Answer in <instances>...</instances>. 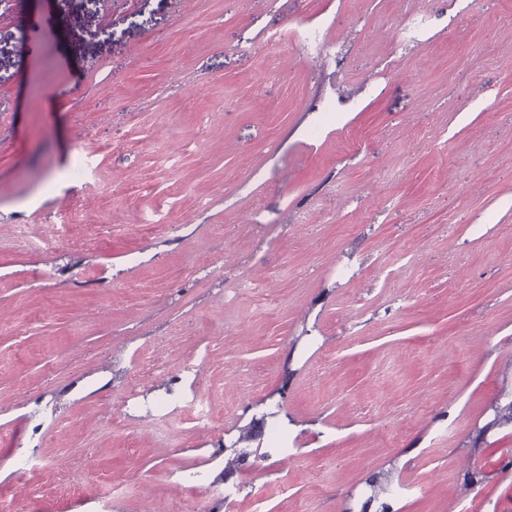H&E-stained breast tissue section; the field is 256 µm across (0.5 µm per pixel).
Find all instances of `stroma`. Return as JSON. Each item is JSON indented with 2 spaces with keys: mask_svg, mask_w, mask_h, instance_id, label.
Segmentation results:
<instances>
[{
  "mask_svg": "<svg viewBox=\"0 0 512 512\" xmlns=\"http://www.w3.org/2000/svg\"><path fill=\"white\" fill-rule=\"evenodd\" d=\"M409 11L425 32L393 52ZM300 28L336 57L267 41ZM510 61L512 0L0 9V493L512 512ZM69 201L86 223L38 251ZM193 398L207 424L158 420Z\"/></svg>",
  "mask_w": 512,
  "mask_h": 512,
  "instance_id": "obj_1",
  "label": "stroma"
}]
</instances>
